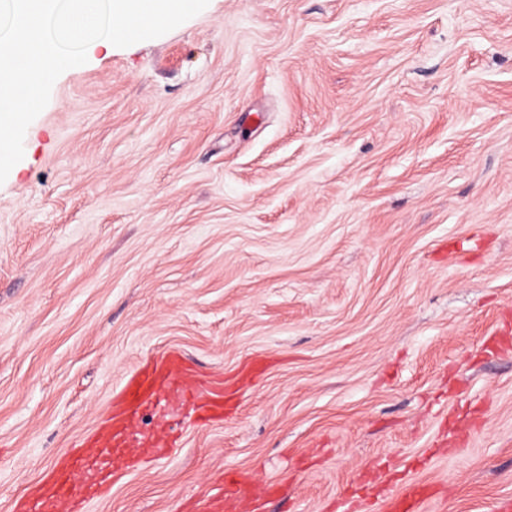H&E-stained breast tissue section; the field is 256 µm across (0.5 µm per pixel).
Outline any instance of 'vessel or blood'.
<instances>
[{
  "instance_id": "obj_1",
  "label": "vessel or blood",
  "mask_w": 512,
  "mask_h": 512,
  "mask_svg": "<svg viewBox=\"0 0 512 512\" xmlns=\"http://www.w3.org/2000/svg\"><path fill=\"white\" fill-rule=\"evenodd\" d=\"M227 389L223 379L206 380L176 350L128 375L119 394L93 432L57 460L41 481L15 506L14 512H86L88 501L106 496L114 483L146 457H161L173 442L168 423L144 428L146 415L176 399L208 419L224 416ZM248 477L235 483V497L217 492L203 497L199 512H238L251 494ZM420 489L390 497L383 512H422Z\"/></svg>"
}]
</instances>
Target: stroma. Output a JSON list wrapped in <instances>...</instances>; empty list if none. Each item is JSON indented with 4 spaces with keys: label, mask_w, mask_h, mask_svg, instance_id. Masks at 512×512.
<instances>
[{
    "label": "stroma",
    "mask_w": 512,
    "mask_h": 512,
    "mask_svg": "<svg viewBox=\"0 0 512 512\" xmlns=\"http://www.w3.org/2000/svg\"><path fill=\"white\" fill-rule=\"evenodd\" d=\"M87 57L0 183V512L171 350L261 372L88 512L512 498V0H209ZM250 480L248 477L240 476L235 482L237 497L224 498V489L217 493L208 494L199 501L196 511L201 512H240L238 511L239 501L247 499L250 494ZM427 496L419 488L390 497L382 510L384 512H421Z\"/></svg>",
    "instance_id": "1"
}]
</instances>
